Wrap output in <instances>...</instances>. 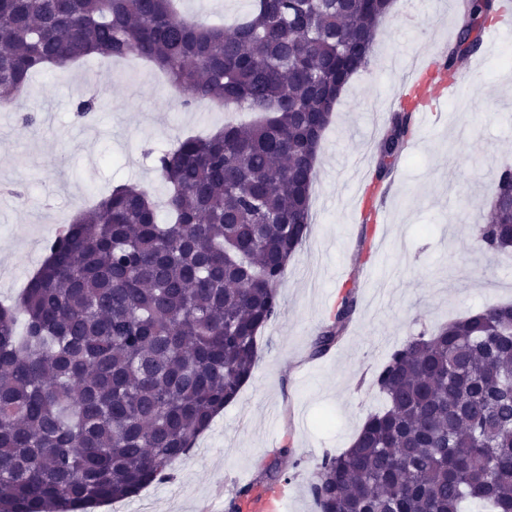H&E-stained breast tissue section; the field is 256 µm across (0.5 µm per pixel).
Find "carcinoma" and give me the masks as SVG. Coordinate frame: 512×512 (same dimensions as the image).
<instances>
[{"instance_id": "carcinoma-1", "label": "carcinoma", "mask_w": 512, "mask_h": 512, "mask_svg": "<svg viewBox=\"0 0 512 512\" xmlns=\"http://www.w3.org/2000/svg\"><path fill=\"white\" fill-rule=\"evenodd\" d=\"M394 0H252L233 29L188 22L175 0H0V109L32 73L136 56L184 91L260 114L160 151L167 218L146 189H112L47 243L0 303V512H88L171 472L237 397L277 288L306 239L322 133L366 66ZM448 74L501 0H463ZM378 144L387 174L413 130ZM476 239L512 249V168ZM345 293L313 341L321 356L355 312ZM384 398L349 448L324 454L319 512H512V304L415 336L374 379Z\"/></svg>"}]
</instances>
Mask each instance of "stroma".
Returning <instances> with one entry per match:
<instances>
[{
    "label": "stroma",
    "instance_id": "1",
    "mask_svg": "<svg viewBox=\"0 0 512 512\" xmlns=\"http://www.w3.org/2000/svg\"><path fill=\"white\" fill-rule=\"evenodd\" d=\"M250 0H180L189 19L226 26L246 17ZM458 12L435 0H404L375 33L366 68L339 98L323 132L313 183L309 235L292 256L278 292L282 315L260 340V360L174 468L172 479L120 501L119 512H228L246 486L283 487L284 512H317L309 492L324 453L349 448L382 398L372 380L409 337L493 303L512 302V252L477 248L498 172L512 167V17L494 45L481 48L469 95L422 103L421 119L376 204L382 223L364 220L352 187L367 190L378 164L369 151L374 119L391 115L393 85L405 62L443 51ZM29 85L37 122L0 112V301L12 300L44 259L59 224L112 187L137 183L153 198L168 192L151 152L190 134H212L245 113L210 102L183 104L151 66L91 58L48 68ZM99 109L77 119L79 96ZM356 311L323 356L312 342L333 322L346 291ZM289 456H281V449ZM286 471L282 483L271 469Z\"/></svg>",
    "mask_w": 512,
    "mask_h": 512
}]
</instances>
